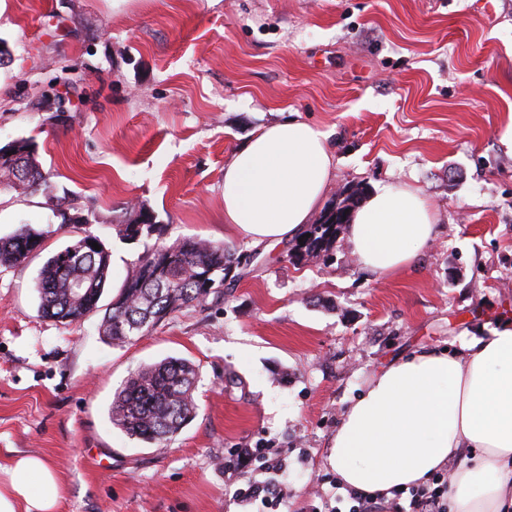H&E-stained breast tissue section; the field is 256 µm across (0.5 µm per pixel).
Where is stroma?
<instances>
[{
    "instance_id": "1",
    "label": "stroma",
    "mask_w": 512,
    "mask_h": 512,
    "mask_svg": "<svg viewBox=\"0 0 512 512\" xmlns=\"http://www.w3.org/2000/svg\"><path fill=\"white\" fill-rule=\"evenodd\" d=\"M0 0V145L32 141L50 179L94 210L141 205L168 240L253 254L224 300L115 345L98 317L42 316L35 257L0 267V463L43 455L61 512H243L234 497L281 454L290 512L337 480L329 443L372 375L424 349L462 351L512 323V0ZM299 118L344 186L405 184L434 211L408 268L380 275L344 242L290 263L224 229V166L259 126ZM71 239L39 193L0 187V237ZM193 363L197 416L160 447L109 418L137 368ZM265 443L242 460V449Z\"/></svg>"
}]
</instances>
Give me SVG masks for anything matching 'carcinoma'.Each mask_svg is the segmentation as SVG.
I'll list each match as a JSON object with an SVG mask.
<instances>
[{
    "label": "carcinoma",
    "instance_id": "carcinoma-1",
    "mask_svg": "<svg viewBox=\"0 0 512 512\" xmlns=\"http://www.w3.org/2000/svg\"><path fill=\"white\" fill-rule=\"evenodd\" d=\"M13 146L15 158L9 163L0 161V186L40 192L53 213L68 212L83 218L70 242L39 269L37 290L43 316L62 323H81L100 313V334L122 344L148 335L182 308L205 307L224 298V271L239 263V257L220 243L196 237L168 243L164 225L155 222L153 213L133 205L117 224L118 233L124 241L139 238L145 242L144 250L131 263L116 298L104 308L99 306L112 271V251L90 230L98 223V216L81 207L67 189L61 190L50 181L29 141L15 140ZM362 192L360 186L345 189L313 223L304 226L292 244L314 233L318 240L327 239V246L322 255L305 250L297 256V264L313 258L329 262L326 253L336 250V238L344 231L336 225V216L349 224ZM44 242V231L21 226L13 235L0 238V266L23 263L42 251ZM94 242L100 249L92 248ZM205 272L211 273L209 286L198 280ZM195 381L194 365L183 358L167 357L142 367L115 393L110 409L112 425L131 438L167 445L197 414Z\"/></svg>",
    "mask_w": 512,
    "mask_h": 512
}]
</instances>
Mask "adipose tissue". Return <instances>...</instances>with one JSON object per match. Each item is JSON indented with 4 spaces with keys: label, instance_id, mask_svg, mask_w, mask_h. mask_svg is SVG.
<instances>
[{
    "label": "adipose tissue",
    "instance_id": "ef3b65f1",
    "mask_svg": "<svg viewBox=\"0 0 512 512\" xmlns=\"http://www.w3.org/2000/svg\"><path fill=\"white\" fill-rule=\"evenodd\" d=\"M327 136L298 119L262 126L224 166V222L254 247L288 243L310 223L333 177ZM434 217L412 189L377 187L344 239L379 274L407 268ZM343 484L384 495L428 481L450 458L451 512H512V327L467 353L429 350L382 368L331 439ZM64 485L37 454L0 466V512H58Z\"/></svg>",
    "mask_w": 512,
    "mask_h": 512
}]
</instances>
